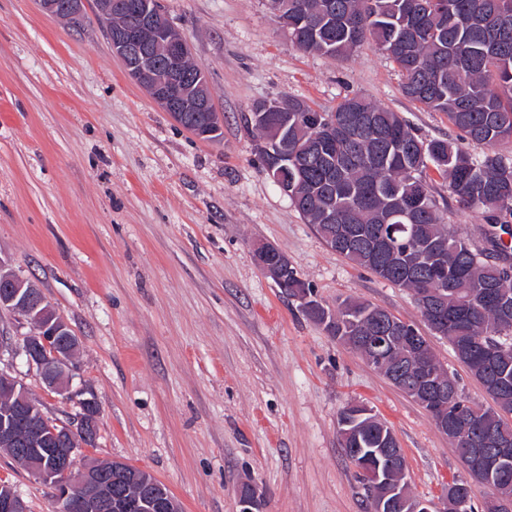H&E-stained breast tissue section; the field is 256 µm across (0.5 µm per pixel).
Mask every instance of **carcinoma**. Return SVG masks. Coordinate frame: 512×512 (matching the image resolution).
<instances>
[{
  "mask_svg": "<svg viewBox=\"0 0 512 512\" xmlns=\"http://www.w3.org/2000/svg\"><path fill=\"white\" fill-rule=\"evenodd\" d=\"M288 0L284 26L297 49L346 57L368 42L399 72L401 91L432 112H443L454 138L425 140L409 123L364 95L345 96L331 112L288 98V165L272 180L288 183V198L305 223L350 263L414 293L448 290L442 330L423 317L430 331L448 338L455 357L492 401L471 404L458 380L448 377L431 349L425 355L396 343L385 353L388 371L424 361L448 384V419L466 421L465 438L445 436L461 461L494 441L512 450V253L502 245L490 260L498 233L512 228V0ZM354 108L370 115L373 132L355 131L320 152L322 128ZM481 144L473 155L459 141ZM434 167L448 178V196L460 209L487 214L484 246L475 248L461 227L448 224L427 176ZM333 200L336 223L324 217ZM378 306L346 299L336 310V337L376 367L365 337L385 333L372 316ZM392 429L361 419L341 436L355 466L353 448H379ZM491 495L483 512H512L499 495L512 496V463L485 479Z\"/></svg>",
  "mask_w": 512,
  "mask_h": 512,
  "instance_id": "cac0c4a2",
  "label": "carcinoma"
}]
</instances>
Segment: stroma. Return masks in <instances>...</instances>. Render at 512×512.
Wrapping results in <instances>:
<instances>
[{"instance_id": "35a3bbf8", "label": "stroma", "mask_w": 512, "mask_h": 512, "mask_svg": "<svg viewBox=\"0 0 512 512\" xmlns=\"http://www.w3.org/2000/svg\"><path fill=\"white\" fill-rule=\"evenodd\" d=\"M204 70L224 137L177 124L113 55L95 0L76 26L38 0H0V258L40 288L79 340L72 391L99 403L89 454L145 469L183 512H238L254 486L260 512H366L338 419L370 408L396 434L411 493L442 505L469 475L426 411L308 319L256 264L265 242L330 306L359 299L427 335L468 400L490 398L411 293L354 266L306 224L262 170L246 117L290 96L330 111L360 93L425 139L448 118L404 97L372 47L336 59L294 48L264 0H162ZM428 175L447 223L482 242L485 217ZM13 357L0 370L45 413L76 402L50 391L22 353L25 329L0 311ZM0 480L26 512H58L52 491L0 450Z\"/></svg>"}]
</instances>
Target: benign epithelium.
<instances>
[{"mask_svg": "<svg viewBox=\"0 0 512 512\" xmlns=\"http://www.w3.org/2000/svg\"><path fill=\"white\" fill-rule=\"evenodd\" d=\"M43 12L75 21L84 18L83 0H38ZM131 10L132 23L112 27V11ZM96 13L106 23L112 53L118 56L127 74L136 81L154 102L173 120L181 122L186 112L199 113V122L191 132L203 140H216L223 132V116L216 112L206 90V80L188 84L184 64L191 55L182 33L157 6L134 5L120 0H96ZM281 99L264 100L252 107L256 121L269 112L281 113L274 140L256 143L258 153L276 167L288 160L285 145L288 139V115ZM254 257L261 270L283 291H288V258L273 247L259 244ZM293 300L300 307L313 311L321 308L324 321L336 320V310L327 307L314 295L298 292ZM0 309L12 312L19 323H29L33 333L26 337L23 354L29 365L36 367L45 385L57 392L67 390L79 343L66 320L48 303L39 289L20 278L0 259ZM389 335L374 337L378 347L391 345L400 335L409 344L417 345L418 337L405 335L401 324L390 319ZM10 399L12 411L0 417V449L17 454L21 465L49 485L62 505V512H145L148 504L142 499L118 497L112 486V471L122 468L114 461L92 460L77 466L76 455L86 446L97 429L98 413L89 409L96 404L92 398L79 402L81 411L62 423L46 414L40 402L17 381L0 374V395ZM372 456L382 463L368 471L371 488L370 512H433L432 503L412 498L400 491L406 477V462L398 459L391 448H376ZM506 450L497 453L483 448L466 463V469L493 471L511 460ZM240 512H259L258 496L253 487L241 488ZM0 512H24L21 498L14 489L0 484Z\"/></svg>", "mask_w": 512, "mask_h": 512, "instance_id": "benign-epithelium-1", "label": "benign epithelium"}]
</instances>
